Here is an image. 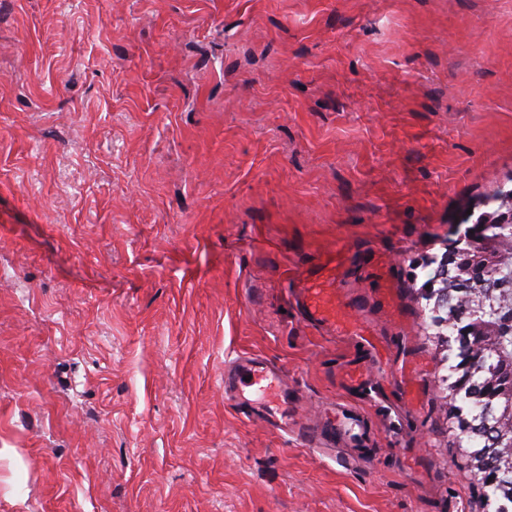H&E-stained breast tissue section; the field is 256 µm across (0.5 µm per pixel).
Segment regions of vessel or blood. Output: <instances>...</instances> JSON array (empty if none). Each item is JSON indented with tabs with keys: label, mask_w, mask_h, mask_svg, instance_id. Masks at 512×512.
<instances>
[{
	"label": "vessel or blood",
	"mask_w": 512,
	"mask_h": 512,
	"mask_svg": "<svg viewBox=\"0 0 512 512\" xmlns=\"http://www.w3.org/2000/svg\"><path fill=\"white\" fill-rule=\"evenodd\" d=\"M340 266L335 258L324 259L316 273L307 276L301 289L300 315L326 330H342L370 349L373 359L381 350L360 325L337 324L336 281ZM224 393L238 403H254L257 409L279 429L288 427V386L280 368L256 356L242 355L224 369Z\"/></svg>",
	"instance_id": "b4317fda"
}]
</instances>
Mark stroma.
<instances>
[{
    "instance_id": "1",
    "label": "stroma",
    "mask_w": 512,
    "mask_h": 512,
    "mask_svg": "<svg viewBox=\"0 0 512 512\" xmlns=\"http://www.w3.org/2000/svg\"><path fill=\"white\" fill-rule=\"evenodd\" d=\"M512 188V0H0V512H486L427 260ZM344 259L341 315L299 277ZM266 358L294 420L224 397ZM340 269L334 257H327L319 264L316 273L306 276V286L300 288V315L332 332H336V326L339 327L345 336L366 345L371 351L375 366L381 368V350L369 337V332L357 324L343 322L336 325V310L340 306V302L336 300V281Z\"/></svg>"
}]
</instances>
